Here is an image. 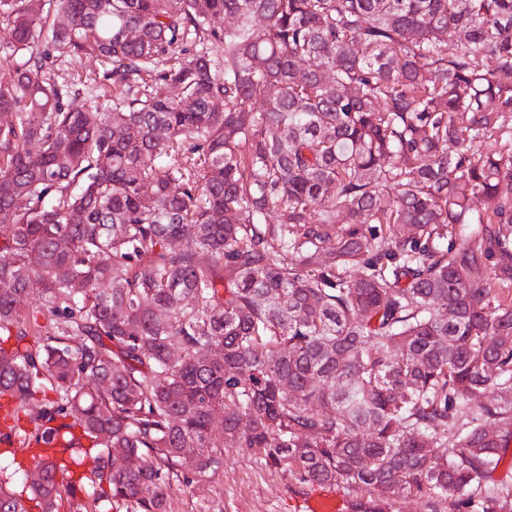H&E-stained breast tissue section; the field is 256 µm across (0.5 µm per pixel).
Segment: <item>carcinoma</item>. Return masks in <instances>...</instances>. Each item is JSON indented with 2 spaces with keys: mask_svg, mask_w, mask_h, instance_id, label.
<instances>
[{
  "mask_svg": "<svg viewBox=\"0 0 512 512\" xmlns=\"http://www.w3.org/2000/svg\"><path fill=\"white\" fill-rule=\"evenodd\" d=\"M56 7L52 45L103 57L119 94L51 80L43 8L0 0L21 59L0 72V393L18 436L80 463L62 422L92 466L77 500L40 459L0 512H168L174 477L223 466L219 420L364 490L352 512H512L472 494L512 440V148L474 150L512 117V0ZM390 512H448V499L404 497L393 503Z\"/></svg>",
  "mask_w": 512,
  "mask_h": 512,
  "instance_id": "cac0c4a2",
  "label": "carcinoma"
}]
</instances>
